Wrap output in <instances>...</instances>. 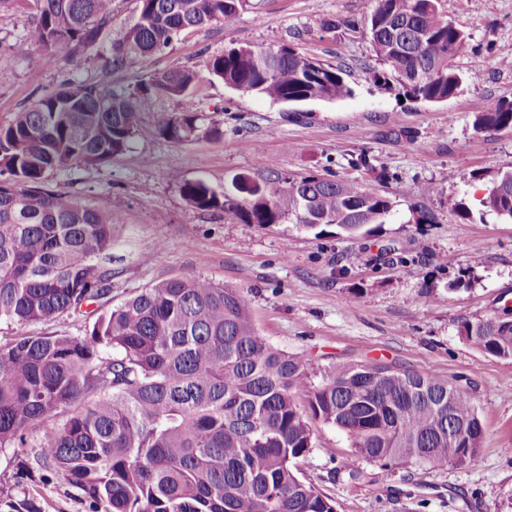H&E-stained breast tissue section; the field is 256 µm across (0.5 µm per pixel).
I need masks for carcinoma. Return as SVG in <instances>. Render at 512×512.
<instances>
[{
    "instance_id": "1",
    "label": "carcinoma",
    "mask_w": 512,
    "mask_h": 512,
    "mask_svg": "<svg viewBox=\"0 0 512 512\" xmlns=\"http://www.w3.org/2000/svg\"><path fill=\"white\" fill-rule=\"evenodd\" d=\"M113 0H0L34 17L16 40L65 66L75 48L99 49ZM242 0H137L112 45L122 70L179 35L231 23ZM363 31L383 69L412 99L441 102L462 84L453 61L466 37L439 0H375ZM273 103L336 101L352 89L338 70L292 49L238 46L206 62V75L173 69L132 89L61 83L0 126V323H51L109 292L112 211L46 186L52 174L96 166L125 152L139 113L159 96L193 93L204 79ZM157 133L179 143L218 129L193 112L154 114ZM512 126V103L491 104L482 129ZM482 206L512 222V171ZM182 197L242 224L295 221L368 233L391 209L383 195L348 181L276 172L238 174L224 188L186 181ZM474 348L512 359V307L465 326ZM260 336L236 288L197 276L148 286L99 318L84 336H18L0 345V448L26 447L29 429L58 416L35 454L105 512H336L302 477L320 420L342 431L351 454L336 471L358 480L354 461L382 467H469L483 427L470 391L431 374L382 364L338 365L321 380Z\"/></svg>"
}]
</instances>
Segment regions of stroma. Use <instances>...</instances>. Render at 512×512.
I'll return each instance as SVG.
<instances>
[{
	"mask_svg": "<svg viewBox=\"0 0 512 512\" xmlns=\"http://www.w3.org/2000/svg\"><path fill=\"white\" fill-rule=\"evenodd\" d=\"M465 34L455 60L459 90L430 103L375 87L378 62L361 31L333 28L363 21L374 0H247L231 27L212 24L178 36L134 67L113 71L102 55L76 53L66 71L41 52L16 56L29 28L23 8L0 13V126L63 80L131 86L156 72L198 69L230 45L289 47L340 69L352 89L334 101L275 104L214 80L197 92L156 101L157 109L204 114L216 136L172 143L151 113L141 115L131 146L100 166L49 179L52 189L111 209L115 226L106 264L110 294L50 324L0 323V344L41 333L81 336L100 314L142 288L176 276H201L242 292L258 333L300 357L317 374L339 364L381 362L433 373L467 388L483 426L471 467L389 469L359 461L360 481L337 474L347 437L313 422L304 477L331 497L336 512H512V360L472 347L464 326L512 306V223L481 201L500 172L512 168V127L479 130L475 118L494 102H512V0H441ZM478 81H468L472 69ZM368 153L372 165L348 161ZM338 175L388 197L387 223L348 237L332 225L243 224L221 210L190 206L188 180L223 187L238 174ZM433 194H422L424 185ZM463 202L465 211L452 208ZM45 427L24 448H0V512L32 500L39 512H94L64 479L41 468L34 451Z\"/></svg>",
	"mask_w": 512,
	"mask_h": 512,
	"instance_id": "35a3bbf8",
	"label": "stroma"
}]
</instances>
